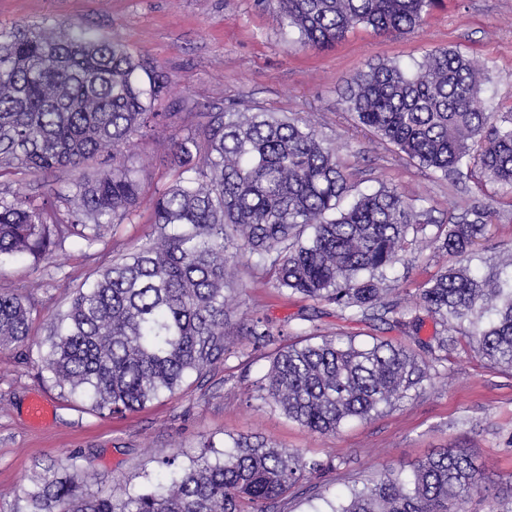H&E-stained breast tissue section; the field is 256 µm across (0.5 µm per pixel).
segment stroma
Returning a JSON list of instances; mask_svg holds the SVG:
<instances>
[{"instance_id":"1","label":"stroma","mask_w":512,"mask_h":512,"mask_svg":"<svg viewBox=\"0 0 512 512\" xmlns=\"http://www.w3.org/2000/svg\"><path fill=\"white\" fill-rule=\"evenodd\" d=\"M278 10L277 0H0V30L73 23L91 35L120 40L133 56L168 76V92L155 103L161 112L246 109L311 116L319 135L335 144L354 192L397 187L416 206L432 208L443 223L467 208L493 207L476 262L485 271L511 263L512 189L481 186L466 177L436 178L371 130L355 126L341 93L346 80L372 60L409 64L450 46L487 64L485 103L498 115L512 114V0H443L415 34L379 35L360 27L322 50L284 33ZM167 152L164 132L125 146L127 159L148 165L141 206L134 223L121 225L106 246L89 250L70 239L50 261L0 263V292L16 294L34 308L33 339L45 338L58 309L109 263L113 250L153 236V201L177 177ZM457 263L456 256L413 244L387 274L388 299L415 309L423 284ZM232 299L237 313L225 328L227 359L137 412H92L51 381L37 351H0V512H25L24 492L32 488L38 466L54 459L77 456L94 473L85 492L107 494L121 484L136 487L144 478H160L159 461L178 451L198 454L204 438L219 443L230 436L263 438L299 451L306 462L324 464L323 472L300 481L269 512H326L329 501L346 494L354 480L439 448L471 449L498 498L512 496V371L490 368L466 342H458L442 375L394 407L322 435L260 399L256 383L268 361L241 334V321L266 316L291 343L309 316L326 335L406 346L430 340L439 324L425 316L419 335L412 337L397 328L353 321L336 306L281 294L250 261L237 267ZM36 397L54 406L52 421L40 427L26 416Z\"/></svg>"}]
</instances>
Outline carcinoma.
Wrapping results in <instances>:
<instances>
[{"mask_svg":"<svg viewBox=\"0 0 512 512\" xmlns=\"http://www.w3.org/2000/svg\"><path fill=\"white\" fill-rule=\"evenodd\" d=\"M437 0H280L283 28L319 49L353 29L415 33ZM487 65L438 48L411 65L380 61L347 81L343 99L356 124L441 178L464 174L512 187V117L487 111L481 97ZM165 81L117 41L62 24L0 30V178L75 173L60 213L54 201L21 191L0 194V258L39 264L66 240L91 249L108 230L131 223L145 166L124 147L178 120L169 137L175 182L155 199L156 235L113 252L34 343L56 385L92 410H141L178 390L189 376L224 361V325L237 259L256 258L274 287L336 306L356 321L418 331L387 300L382 281L409 245L429 247L466 264L427 281L419 308L441 331L422 344L430 355L387 340L362 344L311 327L282 344L262 319L244 324L255 349L268 346L261 398L323 435L406 398L440 374L457 334L493 368L512 370V269L471 267L472 247L490 210L467 211L433 224L394 187H351L336 148L305 117L276 112H157ZM235 252H228V246ZM32 308L0 293V350L29 340ZM162 462L165 482L89 495L87 472L69 456L38 473L25 492L27 512H268L304 477L323 469L263 440L239 437L219 450ZM488 492L466 448H444L408 473L387 465L354 482L329 512H468Z\"/></svg>","mask_w":512,"mask_h":512,"instance_id":"cac0c4a2","label":"carcinoma"}]
</instances>
